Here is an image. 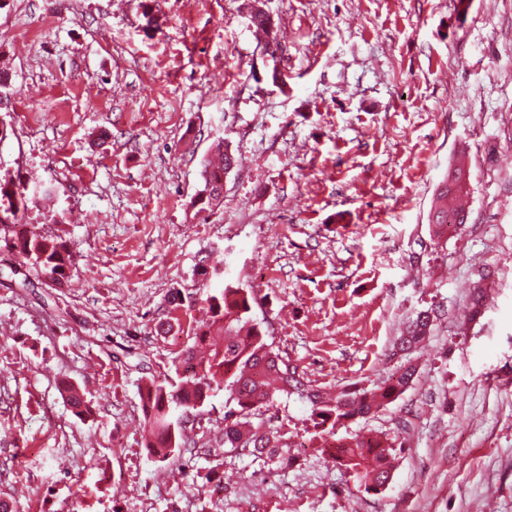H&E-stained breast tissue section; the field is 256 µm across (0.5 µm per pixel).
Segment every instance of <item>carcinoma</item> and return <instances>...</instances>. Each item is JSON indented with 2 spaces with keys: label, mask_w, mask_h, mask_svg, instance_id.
I'll use <instances>...</instances> for the list:
<instances>
[{
  "label": "carcinoma",
  "mask_w": 512,
  "mask_h": 512,
  "mask_svg": "<svg viewBox=\"0 0 512 512\" xmlns=\"http://www.w3.org/2000/svg\"><path fill=\"white\" fill-rule=\"evenodd\" d=\"M236 157L220 142L215 158L203 164V189L193 200L201 211L218 206L224 194V176ZM51 188L39 195L12 178H0V242L18 259V264H32L53 283L61 286L68 279L73 252L60 235H44L34 230H16L23 225L30 206L50 196ZM469 190L437 192L429 215L439 239L448 234V225L464 224L467 212L464 201ZM210 319L198 325L193 344L181 354L183 376L176 385L153 379L144 383L140 398L147 437L145 447L160 459H167L183 443L180 428L172 420L177 408L201 409L211 391L222 388L228 401L236 404L224 413V444L237 448L253 442L256 454H274L277 439L253 425L251 417L267 408L276 393L297 394L313 405V415L327 433L357 416L364 417L399 398L413 383L416 366L409 356L423 347L431 327L432 316L421 312L398 339L396 351L406 356L392 377L370 389L344 390L334 399H324L317 391L306 388L300 377L288 375V360L273 352L258 327L252 323L250 297L243 289L226 285L215 294H206ZM73 414L84 421L92 415L89 402L83 400L74 384L63 386ZM396 448L381 436L355 435L340 438L333 456L351 471L366 489L381 490L391 476Z\"/></svg>",
  "instance_id": "carcinoma-1"
}]
</instances>
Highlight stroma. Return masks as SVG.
Here are the masks:
<instances>
[{
	"label": "stroma",
	"mask_w": 512,
	"mask_h": 512,
	"mask_svg": "<svg viewBox=\"0 0 512 512\" xmlns=\"http://www.w3.org/2000/svg\"><path fill=\"white\" fill-rule=\"evenodd\" d=\"M468 2L0 0V177L51 186L25 222L74 255L58 288L0 252L12 512H512V0ZM220 140L239 164L201 212ZM462 158L468 221L440 240L433 197ZM203 265L252 294L268 344L324 395L386 381L396 338L434 313L411 387L336 428L392 438L384 490L336 464L295 394L252 418L277 457L225 446L218 389L187 446L150 458L139 388L192 344Z\"/></svg>",
	"instance_id": "obj_1"
}]
</instances>
